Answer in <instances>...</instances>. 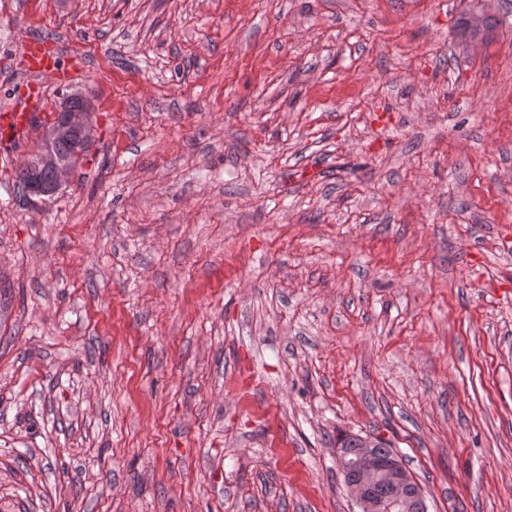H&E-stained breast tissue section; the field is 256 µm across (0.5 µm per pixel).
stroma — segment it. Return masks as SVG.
Returning a JSON list of instances; mask_svg holds the SVG:
<instances>
[{"instance_id": "35a3bbf8", "label": "stroma", "mask_w": 512, "mask_h": 512, "mask_svg": "<svg viewBox=\"0 0 512 512\" xmlns=\"http://www.w3.org/2000/svg\"><path fill=\"white\" fill-rule=\"evenodd\" d=\"M0 0L96 145L0 139V512H358L336 437L429 512H512V0ZM391 115L387 126L377 111ZM54 112V119L43 128L42 149L31 172L30 164L26 160L15 170L14 185L21 190L24 196L43 198L54 195L73 170V163L58 162L55 155L60 161H66L74 148V160L80 163L94 143L91 97L81 93L63 95L62 102ZM63 137H73L75 147L72 139ZM44 168H52L55 174L52 169ZM42 169H44L43 172ZM42 174L44 179L51 180L53 178V180H44Z\"/></svg>"}]
</instances>
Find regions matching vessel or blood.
I'll list each match as a JSON object with an SVG mask.
<instances>
[{"mask_svg":"<svg viewBox=\"0 0 512 512\" xmlns=\"http://www.w3.org/2000/svg\"><path fill=\"white\" fill-rule=\"evenodd\" d=\"M22 53L34 85L27 93L17 94L9 107L0 110V135L14 140L25 137L34 120L41 117L42 110L36 107L35 102L42 92L45 78L62 70V57L50 43L35 39L23 42Z\"/></svg>","mask_w":512,"mask_h":512,"instance_id":"obj_1","label":"vessel or blood"}]
</instances>
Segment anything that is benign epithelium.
<instances>
[{"label":"benign epithelium","instance_id":"obj_1","mask_svg":"<svg viewBox=\"0 0 512 512\" xmlns=\"http://www.w3.org/2000/svg\"><path fill=\"white\" fill-rule=\"evenodd\" d=\"M93 103L89 96L81 93L66 94L55 108L54 119L44 126L42 149L31 168L26 188L29 197H49L65 183L73 170L72 163L59 162L53 153V143L63 137L75 141L74 160L80 162L89 153L94 143ZM54 170V177L46 181L42 169ZM361 445L358 460L348 459L343 448L336 449V455L345 475L344 484L360 512H429L421 486L407 472L400 458L384 460L373 451L375 438L356 436ZM385 485L390 493L380 495L377 489Z\"/></svg>","mask_w":512,"mask_h":512}]
</instances>
